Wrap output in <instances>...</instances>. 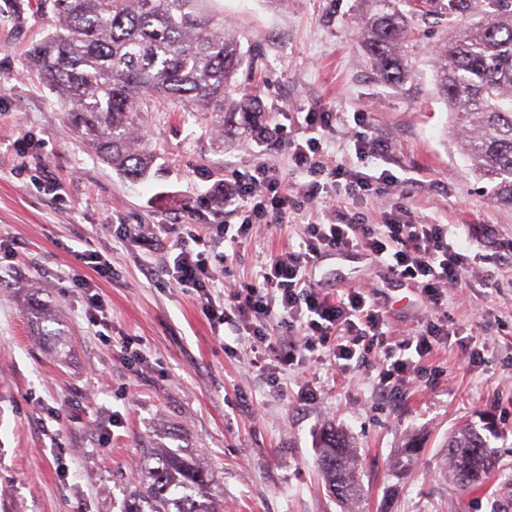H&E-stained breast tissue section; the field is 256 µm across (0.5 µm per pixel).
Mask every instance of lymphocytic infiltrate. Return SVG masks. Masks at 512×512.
Listing matches in <instances>:
<instances>
[{"label":"lymphocytic infiltrate","instance_id":"f902f5d3","mask_svg":"<svg viewBox=\"0 0 512 512\" xmlns=\"http://www.w3.org/2000/svg\"><path fill=\"white\" fill-rule=\"evenodd\" d=\"M293 149L298 164L332 182H344L347 196L367 189V177L349 174L345 167L324 161L318 138L308 137L305 143L294 144ZM223 193L226 201L241 200L247 216L238 224H187L173 259V279L177 285L195 291L214 323L221 325L228 317H237L242 330L268 347L283 369L298 362L304 353L314 351L317 342L332 338L337 341L334 359L352 361L360 343L382 337L387 326L383 311L369 292L348 288L333 296L314 287L309 273L324 255L366 251L397 275L416 283L432 308L441 305L444 288L458 283L467 266L466 254L449 241L444 224L410 219L364 232L355 224H308L298 250L270 258L260 270L258 284L241 289L228 299L217 292V281L211 272L209 254L213 243L241 244L255 223L282 219L292 196L312 202L319 197L320 189L318 184L309 183L287 191L274 168L264 164L250 181L227 184ZM275 314L288 327L285 336L275 338L266 331L268 319ZM447 339V325L431 323L402 341L404 357L385 352L378 390L385 392L391 384L407 383L420 373V358L430 355Z\"/></svg>","mask_w":512,"mask_h":512}]
</instances>
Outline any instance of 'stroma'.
Masks as SVG:
<instances>
[{"label":"stroma","mask_w":512,"mask_h":512,"mask_svg":"<svg viewBox=\"0 0 512 512\" xmlns=\"http://www.w3.org/2000/svg\"><path fill=\"white\" fill-rule=\"evenodd\" d=\"M250 57L238 75L259 94L281 144L216 134L210 117L166 102L142 115L155 162L132 179L72 139L55 95L28 74L27 51L50 30L49 15L27 7L0 16V239L17 258L0 259V512H119L153 444L192 448L213 469L224 512H346L322 483L319 438L343 430L360 453L356 512H491L487 492L462 493L442 470L441 444L465 423L493 419L499 470L512 474V210L495 207L490 187L468 171L433 81L437 52L462 16L417 17L410 79L380 82L358 42L363 0H210ZM332 112L319 131L325 161L367 174L364 195L338 208L304 202L281 226L255 225L236 250L217 245L211 270L225 289L256 284L270 257L295 249L304 224L346 218L368 228L413 217L449 224L468 265L441 307L417 286L357 250L319 259L315 287L369 291L387 312L392 344L427 321L456 336L426 357L425 373L388 397L375 391L383 344L340 369L305 353L288 371L258 370L264 348L214 326L192 292L149 253L112 234L116 224H237L236 205H215L218 184L250 179L264 163L288 184L311 181L288 145L309 134L305 116ZM363 113L354 123V113ZM389 145L356 154V135ZM61 181L57 195L46 173ZM103 252L108 274L78 252ZM80 273L95 286L107 320L86 317L73 288ZM39 300L63 320L62 336L38 335L28 305ZM482 357L469 361L463 343ZM311 383L315 399L301 395ZM420 449L410 473L392 475L408 440Z\"/></svg>","instance_id":"obj_1"}]
</instances>
